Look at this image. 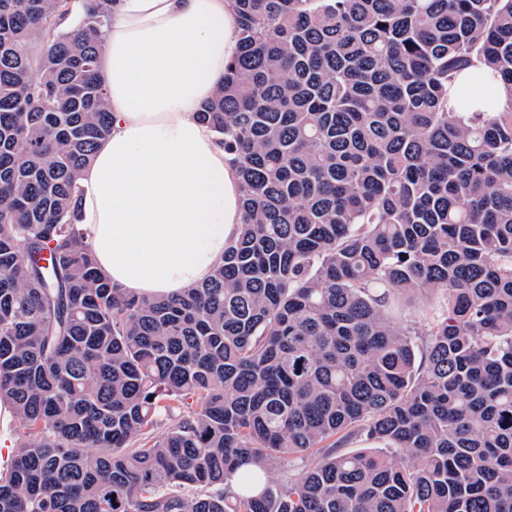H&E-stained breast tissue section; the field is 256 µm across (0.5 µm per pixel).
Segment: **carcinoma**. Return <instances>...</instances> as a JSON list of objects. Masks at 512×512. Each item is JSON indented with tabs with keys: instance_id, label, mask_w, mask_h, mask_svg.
<instances>
[{
	"instance_id": "carcinoma-1",
	"label": "carcinoma",
	"mask_w": 512,
	"mask_h": 512,
	"mask_svg": "<svg viewBox=\"0 0 512 512\" xmlns=\"http://www.w3.org/2000/svg\"><path fill=\"white\" fill-rule=\"evenodd\" d=\"M117 5L0 0V512H512V0H233L243 224L157 298L80 229ZM15 416L12 407L5 401H0V455L7 460L10 448L14 442ZM311 462L309 452H300L294 454L282 461L280 465L271 471L272 481L280 483L285 479L297 480L307 470Z\"/></svg>"
}]
</instances>
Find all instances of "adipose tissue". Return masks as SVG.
Returning <instances> with one entry per match:
<instances>
[{
  "instance_id": "adipose-tissue-1",
  "label": "adipose tissue",
  "mask_w": 512,
  "mask_h": 512,
  "mask_svg": "<svg viewBox=\"0 0 512 512\" xmlns=\"http://www.w3.org/2000/svg\"><path fill=\"white\" fill-rule=\"evenodd\" d=\"M231 0H121L101 63L112 130L84 171L81 228L127 292L204 282L242 222L235 168L196 119L234 55Z\"/></svg>"
}]
</instances>
